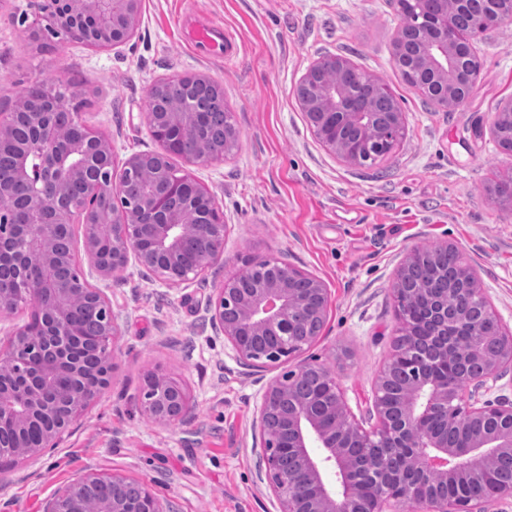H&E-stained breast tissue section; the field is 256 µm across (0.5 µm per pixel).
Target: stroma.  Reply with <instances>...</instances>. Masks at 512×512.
Masks as SVG:
<instances>
[{"label":"stroma","instance_id":"1","mask_svg":"<svg viewBox=\"0 0 512 512\" xmlns=\"http://www.w3.org/2000/svg\"><path fill=\"white\" fill-rule=\"evenodd\" d=\"M34 0L0 7V113L36 83L70 88L82 122L112 143L116 162L159 151L146 125L160 78L201 74L220 84L239 131L221 162L188 165L224 211V263L178 289L129 264L116 280L83 276L106 296L123 334L111 348L109 387L56 448L0 462V512H46L57 491L91 469L147 483L173 512H280L254 428L267 384L304 363L327 366L363 426L397 326L393 276L405 253L452 243L476 271L502 323L512 328V202L487 187L512 174L489 126L512 98V23L473 43L481 62L467 103L445 109L407 84L392 62L402 23L393 0H142L138 31L121 50L65 35L33 39ZM197 18L234 42V68L205 57L183 35ZM336 55L386 82L407 120L395 150L351 165L313 135L293 90L319 57ZM274 256L328 290L320 336L288 361H240L207 309L241 257ZM186 385L195 409L181 425L138 412L144 378Z\"/></svg>","mask_w":512,"mask_h":512}]
</instances>
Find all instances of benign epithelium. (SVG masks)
I'll return each instance as SVG.
<instances>
[{"label": "benign epithelium", "instance_id": "1", "mask_svg": "<svg viewBox=\"0 0 512 512\" xmlns=\"http://www.w3.org/2000/svg\"><path fill=\"white\" fill-rule=\"evenodd\" d=\"M39 17L48 21L33 34L64 33L70 39L96 48L125 47L135 36L140 0H39ZM512 21V8L502 0H439L431 13L422 12L412 39L399 27L393 42L399 46L395 66L420 80L418 88L439 105L456 109L473 93L481 64L473 38L492 26ZM356 71L357 81L345 85L329 82L332 72ZM468 80L461 85L457 73ZM199 76L166 78L149 90V99L174 84L194 86ZM303 112L310 115L312 133L343 161L360 164L390 153L405 133V113L391 88L377 76L354 69L346 58L322 56L315 60L294 89ZM199 99L181 92L172 98L167 112H147L146 122L162 151L134 154L114 175L112 145L102 135L82 125L65 92L37 84L18 96L12 112L0 118V143L13 138L18 116L31 117L27 139L14 153V173L26 186L11 210H0V256L10 257L18 288L0 291V315L11 314L26 304L31 319L20 326L0 355V421L7 418L13 431L22 433L37 418L47 420L39 445L18 443L0 446V460L40 455L53 448L62 433L107 386L112 374L111 346L122 335L100 289L80 278L88 304L104 312L100 356L87 371L74 355L68 324L73 301L70 282L56 270L75 261L73 250L62 251L59 237L73 225L83 228L88 264L102 277L118 278L130 261L150 270L169 288H179L224 262L228 225L214 197L190 174L170 172L149 189H141L135 205L124 204L126 173H134L166 155L182 157L189 164L225 159L224 152L206 142L187 124ZM512 125V99L501 103L491 123ZM82 127L80 139L69 129ZM83 180L86 195H70L71 183ZM194 220L193 254L187 253L183 224ZM112 241V256L98 249L101 238ZM453 250L440 244L408 251L393 278V292L402 300V285L410 269L427 253ZM242 272L216 288L210 303L212 323L231 343L240 360L261 367V341L276 339L275 361H286L310 346L320 335L319 321L327 305V289L311 274L275 257H245ZM452 289L453 312L448 302L421 286L418 294L427 303L426 321L434 335L473 324L491 311L474 269L463 263ZM499 343L487 353L471 343L463 364L476 363L471 371L460 369L453 378L428 373L407 381L401 391L399 413L391 411L384 395L385 383L397 359L413 363L412 343L391 356L381 371L374 394L376 424L366 429L351 415L335 374L321 365L322 404L312 405L295 397L296 387L308 365L290 371L267 384L256 420L265 442L266 475L280 512H386L394 505L422 507L425 512H473L474 499L466 494L435 496L432 487L455 484L466 478L486 482L495 464L512 457V402L481 401L476 391L485 379L512 367V329L498 325ZM69 377L76 385L59 390L56 381ZM193 412L188 388L155 371L145 377L142 415L158 424L187 421ZM352 448H408L418 481L393 466L387 457L376 458L365 471L354 465ZM127 479L118 474L90 470L61 488L46 512H84L76 495L79 487L100 484L119 487ZM370 484L377 493L366 498L361 487ZM148 512H171L150 487L139 484ZM97 512H136V505L119 495L102 502Z\"/></svg>", "mask_w": 512, "mask_h": 512}]
</instances>
